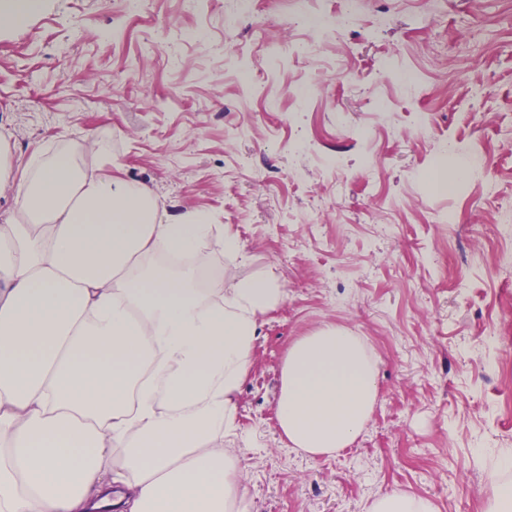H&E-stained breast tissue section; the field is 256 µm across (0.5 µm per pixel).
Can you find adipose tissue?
I'll use <instances>...</instances> for the list:
<instances>
[{
	"mask_svg": "<svg viewBox=\"0 0 512 512\" xmlns=\"http://www.w3.org/2000/svg\"><path fill=\"white\" fill-rule=\"evenodd\" d=\"M0 512H252L224 448L263 315L288 292L241 278L200 288L192 268L153 273V253L199 254L205 213L161 208L144 185L68 151L14 177L0 135ZM364 341L333 324L300 337L276 418L311 456L349 446L377 398ZM120 467H113V456Z\"/></svg>",
	"mask_w": 512,
	"mask_h": 512,
	"instance_id": "ef3b65f1",
	"label": "adipose tissue"
}]
</instances>
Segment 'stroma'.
Masks as SVG:
<instances>
[{
	"label": "stroma",
	"instance_id": "1",
	"mask_svg": "<svg viewBox=\"0 0 512 512\" xmlns=\"http://www.w3.org/2000/svg\"><path fill=\"white\" fill-rule=\"evenodd\" d=\"M239 8L44 0L0 30V131L23 161L42 146L91 165L101 142L165 209L237 240L203 250L217 281L287 288L224 441L254 512H363L394 490L486 512L491 479L512 485V8L364 0L305 58L286 14ZM326 324L363 339L378 396L354 443L313 457L275 409L289 346Z\"/></svg>",
	"mask_w": 512,
	"mask_h": 512
}]
</instances>
